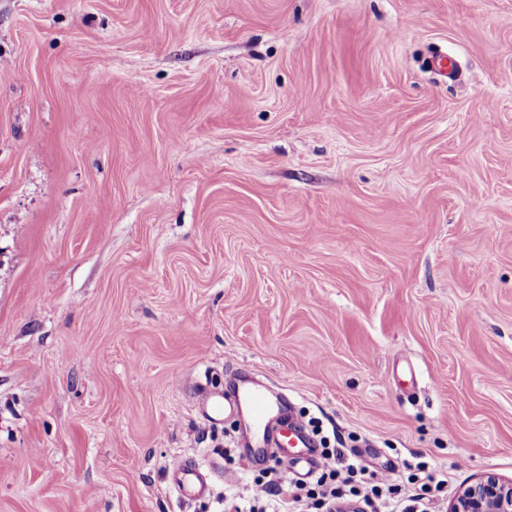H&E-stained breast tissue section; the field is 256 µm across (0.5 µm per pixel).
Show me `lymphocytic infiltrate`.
<instances>
[{"label": "lymphocytic infiltrate", "instance_id": "lymphocytic-infiltrate-1", "mask_svg": "<svg viewBox=\"0 0 512 512\" xmlns=\"http://www.w3.org/2000/svg\"><path fill=\"white\" fill-rule=\"evenodd\" d=\"M322 466L309 484L284 482L263 470L246 481L245 495L224 497V512H345L359 502L369 512H432L435 498L448 492L447 472L419 463L407 478L375 479L362 460L341 448H323Z\"/></svg>", "mask_w": 512, "mask_h": 512}]
</instances>
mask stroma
<instances>
[{"label":"stroma","mask_w":512,"mask_h":512,"mask_svg":"<svg viewBox=\"0 0 512 512\" xmlns=\"http://www.w3.org/2000/svg\"><path fill=\"white\" fill-rule=\"evenodd\" d=\"M240 371L512 479V0H0V512H224ZM211 465L189 458L176 462L171 471L175 477L178 494L185 499H194L204 495L208 490L207 480L203 472H211Z\"/></svg>","instance_id":"1"}]
</instances>
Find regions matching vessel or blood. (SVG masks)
<instances>
[{"instance_id": "vessel-or-blood-1", "label": "vessel or blood", "mask_w": 512, "mask_h": 512, "mask_svg": "<svg viewBox=\"0 0 512 512\" xmlns=\"http://www.w3.org/2000/svg\"><path fill=\"white\" fill-rule=\"evenodd\" d=\"M201 405L214 414L246 420L249 429L261 436L265 447L288 461L293 472L303 469L312 472L318 468L321 455L315 448L313 436L265 384L246 379L222 395L205 394ZM206 470V465L192 458L173 465L172 472L182 498L193 499L205 494L208 489Z\"/></svg>"}]
</instances>
